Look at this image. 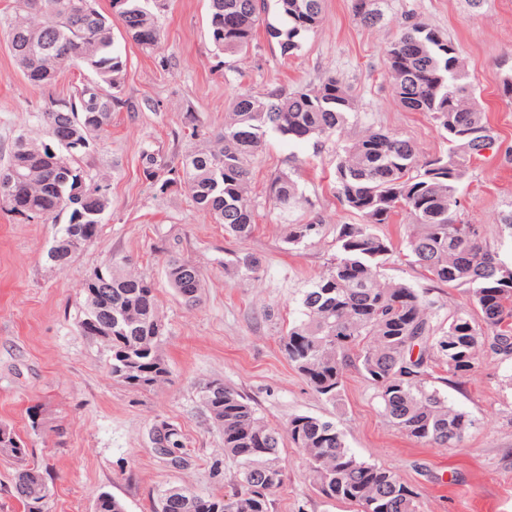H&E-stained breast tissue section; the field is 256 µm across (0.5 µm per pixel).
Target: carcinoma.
<instances>
[{"instance_id": "1", "label": "carcinoma", "mask_w": 512, "mask_h": 512, "mask_svg": "<svg viewBox=\"0 0 512 512\" xmlns=\"http://www.w3.org/2000/svg\"><path fill=\"white\" fill-rule=\"evenodd\" d=\"M83 0H15L9 32L28 35V53H42L41 34L57 31L53 60L25 64L34 86L46 84L47 70L59 74L70 66L89 78L66 97L65 111L50 97L33 113L46 138L20 134L6 165L0 167V209L25 212L28 219L57 223L54 241L60 243L55 266L73 261L96 239L111 197L99 194L109 180L94 176L80 161L94 153L107 130L112 111L125 104L122 86L126 62L114 45L112 18L141 48L161 43L158 13L163 0H110L111 14L94 9L99 21L78 16ZM281 25L266 22L268 0H209V33L214 49L234 55L250 48L258 29L276 41L281 54L299 52L307 36L323 22L322 0H274ZM383 0H371L367 19L374 27L383 21ZM385 72L397 101L409 112L430 116L448 143L446 151L420 158L409 139L383 130L366 129L345 145L335 167V192L343 206L359 218L339 224L335 251L326 269L305 289L300 317L280 337L288 363L327 401L341 400L344 375L354 368L376 390L381 412L396 430L414 441L436 448H457L476 421L448 402L428 384L433 368L448 367L461 384L477 369L479 355L490 352L512 360V265L500 260L487 243L481 224L461 217V194L471 160L490 150L497 136L485 111L477 104L475 87L454 43L425 21L406 17L397 36L385 48ZM355 98L343 83L329 76L319 86L274 88L245 92L232 103L230 121L214 135L213 145L164 159L146 149L141 153L143 176L160 193L181 185L200 211L210 214L236 238L251 235L254 206L250 199L251 162L266 138L277 134L294 145L328 140L355 118ZM73 120L83 125L88 147L64 158L53 154L57 139ZM30 152L42 168L41 180L24 194L6 192L5 184L20 167V149ZM268 199L288 215L285 242L299 249L320 235L323 219L307 216L313 203L292 172L282 171L267 185ZM409 217L405 249L411 264L439 286L462 288L469 308L440 316L429 289L385 279L381 274L391 241L377 232L393 216ZM167 254L165 277L177 298L188 307L201 303L203 273L184 278L189 261ZM127 259L110 258L82 284L85 294L102 291L112 310V329L101 340L112 348L108 377L135 389L162 382L168 370L159 345L164 322L155 283L125 270ZM261 261L240 251L224 254V276L257 280ZM202 403L223 432L224 454L237 467L239 480L224 495L200 493L190 487L170 488L158 497L155 512H270L272 496L283 484L280 459L282 434L307 459L310 477L328 500L349 501L359 512H419L418 493L391 470L359 459L347 447L344 433L332 420L300 414L285 429L257 415L247 397L213 379L201 390ZM9 443L0 442V458L15 466L14 489L24 512H45L48 489L39 468L27 461L28 448L6 423ZM93 512H125L123 503L99 492Z\"/></svg>"}]
</instances>
